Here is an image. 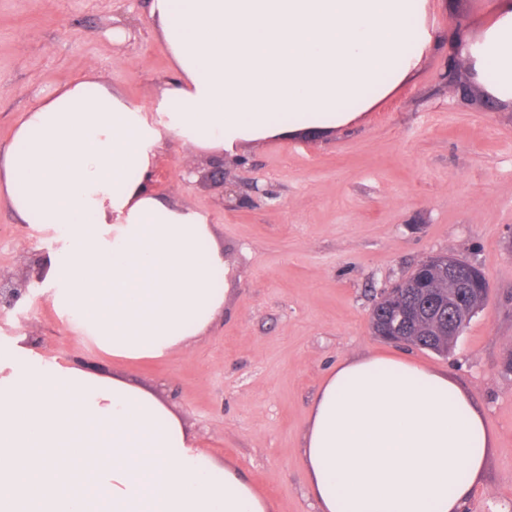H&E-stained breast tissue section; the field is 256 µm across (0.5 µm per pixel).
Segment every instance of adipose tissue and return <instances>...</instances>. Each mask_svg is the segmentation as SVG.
I'll use <instances>...</instances> for the list:
<instances>
[{
	"mask_svg": "<svg viewBox=\"0 0 512 512\" xmlns=\"http://www.w3.org/2000/svg\"><path fill=\"white\" fill-rule=\"evenodd\" d=\"M428 2L151 0L175 71L153 102L88 72L23 111L0 151V201L52 235L44 280L60 321L115 359L190 348L224 311V254L207 215L151 191L164 141L220 156L348 124L435 44ZM462 50L512 104V0ZM492 446L447 372L372 354L322 382L302 455L318 512H464ZM272 510L153 391L25 336L0 347V512Z\"/></svg>",
	"mask_w": 512,
	"mask_h": 512,
	"instance_id": "ef3b65f1",
	"label": "adipose tissue"
}]
</instances>
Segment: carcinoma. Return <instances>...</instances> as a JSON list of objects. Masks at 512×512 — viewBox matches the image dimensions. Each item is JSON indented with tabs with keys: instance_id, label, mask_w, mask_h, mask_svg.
<instances>
[{
	"instance_id": "carcinoma-1",
	"label": "carcinoma",
	"mask_w": 512,
	"mask_h": 512,
	"mask_svg": "<svg viewBox=\"0 0 512 512\" xmlns=\"http://www.w3.org/2000/svg\"><path fill=\"white\" fill-rule=\"evenodd\" d=\"M479 289L448 276L445 264L421 261L394 299L374 298L375 335L401 336L419 349L446 356L469 325V312L483 306Z\"/></svg>"
}]
</instances>
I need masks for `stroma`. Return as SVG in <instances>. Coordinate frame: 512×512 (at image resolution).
Wrapping results in <instances>:
<instances>
[{
  "label": "stroma",
  "mask_w": 512,
  "mask_h": 512,
  "mask_svg": "<svg viewBox=\"0 0 512 512\" xmlns=\"http://www.w3.org/2000/svg\"><path fill=\"white\" fill-rule=\"evenodd\" d=\"M499 0H430L440 37L476 36ZM150 0H0V146L21 112L53 88L95 73L135 103L172 77ZM123 25L127 39L112 41ZM447 44L425 54L384 103L333 130L300 128L215 158L169 138L153 192L208 215L224 251V312L189 350L113 362L63 326L37 273L49 241L0 205V282L25 302L0 316V343L34 336L48 357L133 379L177 413L201 447L235 464L275 512H317L302 442L309 410L336 364L396 354L448 372L495 441L467 512H512V109L487 110L468 61L461 98L442 79ZM194 173L181 177L185 159ZM246 201L227 208L222 189ZM480 268L491 288L448 356L375 336L373 297L434 253Z\"/></svg>",
  "instance_id": "obj_1"
}]
</instances>
